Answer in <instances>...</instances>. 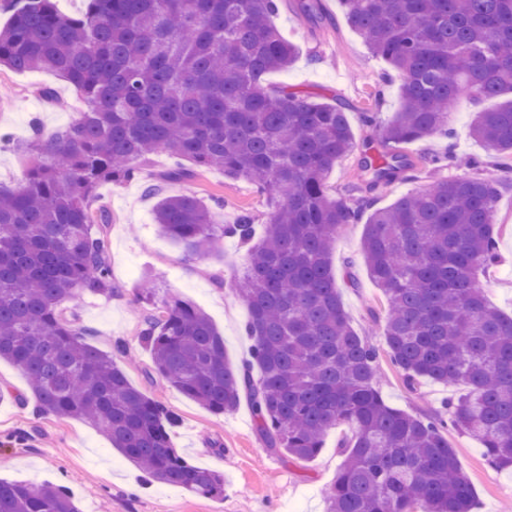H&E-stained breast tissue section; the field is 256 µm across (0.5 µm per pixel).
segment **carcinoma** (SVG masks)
Here are the masks:
<instances>
[{
  "mask_svg": "<svg viewBox=\"0 0 512 512\" xmlns=\"http://www.w3.org/2000/svg\"><path fill=\"white\" fill-rule=\"evenodd\" d=\"M72 17L53 0H10L0 67L49 71L69 84L79 118L48 138L33 127L37 161L0 185V359L26 376L45 413L82 419L149 479L224 494L215 471L172 445L177 416L133 386L61 305L112 296L100 186L128 181L166 150L195 167L247 178L273 205L238 284L251 360L233 364L210 319L189 302L141 296L156 374L209 412L246 395L268 447L314 458L328 429L347 424L344 460L327 512H472L474 490L446 424L479 438L490 465L512 467V317L490 307L476 280L496 262V183L436 176L374 210L362 254L385 299L384 336L405 380L466 393L425 417L390 408L377 350L358 336L331 271L341 229L371 206L366 193L417 166L405 152L452 133V104L504 98L475 112L471 136L512 160V0H339L369 51L401 77L400 105L383 130L390 150L359 163L348 197L325 181L356 147L338 105L267 83L298 58L272 23V0H85ZM319 0L301 10L324 23ZM188 193L162 195L160 232L190 252L224 237L248 243L256 215L224 222ZM260 375L254 377L253 368ZM0 512H79L70 489L0 478Z\"/></svg>",
  "mask_w": 512,
  "mask_h": 512,
  "instance_id": "obj_1",
  "label": "carcinoma"
}]
</instances>
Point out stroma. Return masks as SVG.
<instances>
[{"label":"stroma","instance_id":"1","mask_svg":"<svg viewBox=\"0 0 512 512\" xmlns=\"http://www.w3.org/2000/svg\"><path fill=\"white\" fill-rule=\"evenodd\" d=\"M324 26L308 23L299 0H281L273 21L281 34L297 45L292 68L270 74L269 84L313 94L319 101L341 103L351 124L357 152L338 160L327 173L334 194H345L358 171L359 152L382 150V130L399 107L400 80L385 62L374 57L361 36L352 30L338 0H321ZM53 89V99L39 95ZM74 88L48 72L17 73L0 69V132L13 138L0 149V184L17 186L26 175L31 156L26 144L33 124L50 134L78 117ZM476 103L459 97L452 123L456 154L478 159V166L449 168V175L496 182L500 188L495 217L499 261L478 280L488 303L512 317V171L485 144L469 134ZM445 139L430 137L409 145L414 158L443 155ZM182 158L158 151L139 179L107 183L99 195L111 216L103 231L110 241L112 281L116 290L105 297L87 294L76 306L77 323L87 330V341L105 352L123 343L136 363L127 367L130 382L170 408L178 417L173 443L193 463L224 477V497L217 500L187 493L179 487L147 483L141 471L112 448L90 425L68 417L40 413L26 377L11 363L0 360V478L30 483L49 481L67 485L81 512H326L324 491L336 478L343 461L340 443L351 436L340 424L324 436L319 454L293 463L270 451L256 431L248 400L224 415H215L165 384L152 372L150 349L142 340V284L154 278L162 297L176 296L204 311L224 338L229 360L241 364L250 358L251 341L244 333L247 310L236 284L248 248L225 238L221 258L190 254L161 236L153 222L157 196L148 184L183 166ZM177 191L195 195L204 204L224 200V217L252 210L267 222L271 209L264 196L245 178L228 179L217 169L198 170L194 180L177 184ZM365 221L346 225L336 240L331 267L352 328L380 351L378 370L386 403L413 415L443 411L453 387L430 380L407 385L386 353L381 293L371 280L361 242ZM448 440L468 474L476 495L475 512H504L512 506V470L493 468L482 446L472 436L449 430ZM222 452H215V445Z\"/></svg>","mask_w":512,"mask_h":512}]
</instances>
